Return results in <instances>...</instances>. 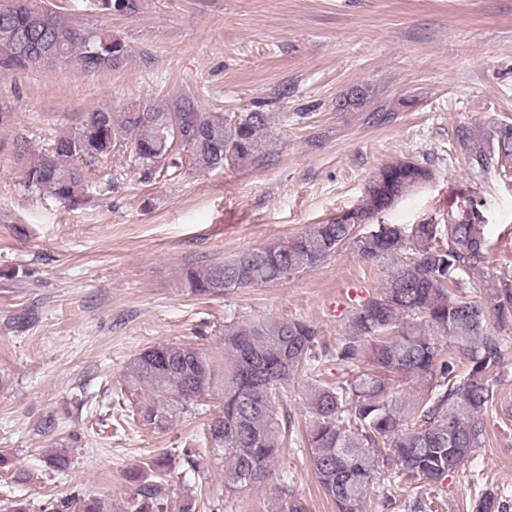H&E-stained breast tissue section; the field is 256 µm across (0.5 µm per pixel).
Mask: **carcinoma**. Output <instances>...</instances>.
<instances>
[{"mask_svg":"<svg viewBox=\"0 0 512 512\" xmlns=\"http://www.w3.org/2000/svg\"><path fill=\"white\" fill-rule=\"evenodd\" d=\"M95 10L136 16L147 0H92ZM129 55L120 38L83 24L53 0H6L0 4V76L76 65L87 75L117 68ZM372 99L368 87L351 88L337 102L341 112L362 111ZM270 112H204L194 94L171 103H146L128 112L100 107L84 112L72 128L54 136L51 147L33 152L24 134L12 141L24 165L29 190L69 207L80 204L84 175L78 161L106 156L118 139L128 141L143 175L154 165L176 168L177 151L189 152L202 171L261 166L274 156ZM468 168L481 174L512 166V123L492 131L495 147L473 145L459 134ZM434 179L433 169L410 159L383 165L354 208L368 222L407 191ZM485 220L474 208L470 219L446 224H377L361 233L340 215L286 241L243 251L224 262L188 269L190 290L223 296L239 288L267 286L314 269L343 246L366 262L386 264L380 294L359 305L347 335L324 344L316 328L301 320L269 319L232 324L224 330L229 371L222 383V409L207 424L206 445L224 457V492L234 496L272 477L271 464L293 435L291 417L279 400L299 376L327 362L344 369L346 380L311 387L306 440L314 472L336 512H363L378 489L387 506L400 512H437L420 488L459 471L483 446V415L495 399L494 372L507 350L490 326L512 323V278L500 279L485 306L456 293L481 276L489 250ZM216 366L208 352L189 342L149 347L132 361L124 379L128 392L146 389L151 399L136 406L133 419L163 429L176 413L193 411L210 394ZM416 379L425 389L414 411H401L396 379ZM153 480L131 477L134 490L126 512H198L186 494L169 502L170 460H154ZM112 512L103 498L83 496L64 508ZM277 512H307L305 502L281 490ZM473 512H507L505 501L483 492Z\"/></svg>","mask_w":512,"mask_h":512,"instance_id":"obj_1","label":"carcinoma"}]
</instances>
